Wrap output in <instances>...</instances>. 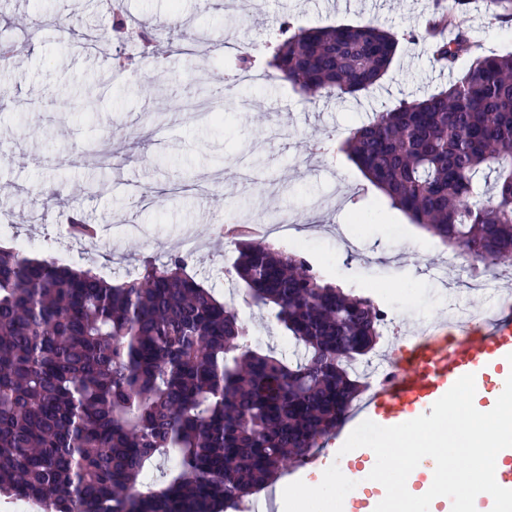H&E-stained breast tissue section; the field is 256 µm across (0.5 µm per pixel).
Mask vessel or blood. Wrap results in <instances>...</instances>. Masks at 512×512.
Returning a JSON list of instances; mask_svg holds the SVG:
<instances>
[{"label": "vessel or blood", "instance_id": "vessel-or-blood-1", "mask_svg": "<svg viewBox=\"0 0 512 512\" xmlns=\"http://www.w3.org/2000/svg\"><path fill=\"white\" fill-rule=\"evenodd\" d=\"M493 361L512 362V303L482 332L465 321L457 324L454 336L437 325L431 335L418 337L397 359L392 375L371 389L363 408L385 427L431 414L433 404L461 376L481 375Z\"/></svg>", "mask_w": 512, "mask_h": 512}]
</instances>
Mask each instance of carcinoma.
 <instances>
[{
	"instance_id": "cac0c4a2",
	"label": "carcinoma",
	"mask_w": 512,
	"mask_h": 512,
	"mask_svg": "<svg viewBox=\"0 0 512 512\" xmlns=\"http://www.w3.org/2000/svg\"><path fill=\"white\" fill-rule=\"evenodd\" d=\"M475 0L419 34L470 70L357 127L343 150L391 207L450 248L512 260V53L485 55L462 28ZM269 65L300 91L368 92L399 36L371 23L276 26ZM80 240L95 230L78 215ZM234 278L303 348L251 346L235 306L147 257L112 284L92 269L0 249V494L43 512H236L343 421L363 381L352 362L380 337L379 310L324 281L295 253L239 239ZM173 460L159 484L146 464Z\"/></svg>"
}]
</instances>
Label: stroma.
<instances>
[{
    "mask_svg": "<svg viewBox=\"0 0 512 512\" xmlns=\"http://www.w3.org/2000/svg\"><path fill=\"white\" fill-rule=\"evenodd\" d=\"M244 2L228 10L222 0H123L130 26L164 22L191 38L159 35L165 68L138 65L121 75L115 57L138 55L139 42L82 37L111 24L100 0H0V42L15 46L0 68V186L7 189L0 210L21 235L34 237L28 255L54 257L36 239L54 234L77 209L105 243L119 238L120 257L109 258L104 244L69 264L95 265L113 282L136 272L146 240L175 253L192 227L203 247L188 271L226 301L245 289L226 287L224 263L237 250L212 225L255 212L292 214L320 230L287 250L391 316L408 309L416 323L451 303L486 305V295L469 293L456 268L444 265L446 245L391 208L343 152L318 148L323 140L342 142L368 114L447 87L469 59L449 71L426 44L405 41L377 90L357 96H306L264 64L276 20L302 28L374 23L402 33L423 26L430 0ZM466 24L485 53L512 52V22L486 2ZM240 45L260 78L228 93L224 79L238 71ZM196 102L213 118H196L188 109ZM239 317L262 346L291 353L265 309H243Z\"/></svg>",
    "mask_w": 512,
    "mask_h": 512,
    "instance_id": "stroma-1",
    "label": "stroma"
}]
</instances>
